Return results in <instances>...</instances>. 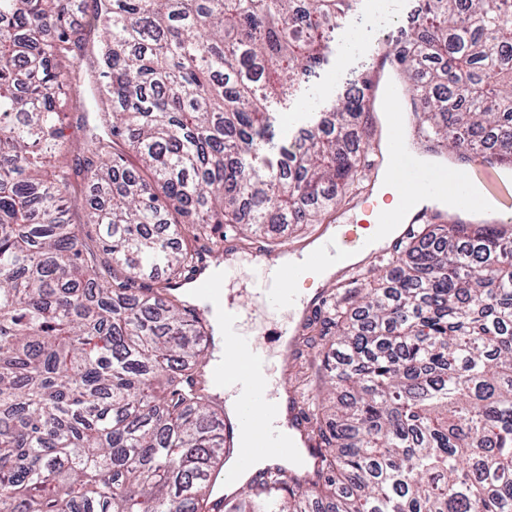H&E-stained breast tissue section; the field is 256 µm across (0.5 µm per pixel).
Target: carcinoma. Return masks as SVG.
<instances>
[{
	"instance_id": "1",
	"label": "carcinoma",
	"mask_w": 512,
	"mask_h": 512,
	"mask_svg": "<svg viewBox=\"0 0 512 512\" xmlns=\"http://www.w3.org/2000/svg\"><path fill=\"white\" fill-rule=\"evenodd\" d=\"M357 0H0V512H206L224 409L193 389L203 339L137 278L192 261L212 226L310 224L364 181L354 83L277 150L300 80ZM418 130L512 168V0H427L395 45ZM86 156L66 159L72 114ZM144 176L127 177L125 151ZM94 196L79 235L70 211ZM383 283L330 311L344 398L303 484L266 468L274 512H512V235L427 225ZM227 512H267L252 490Z\"/></svg>"
}]
</instances>
